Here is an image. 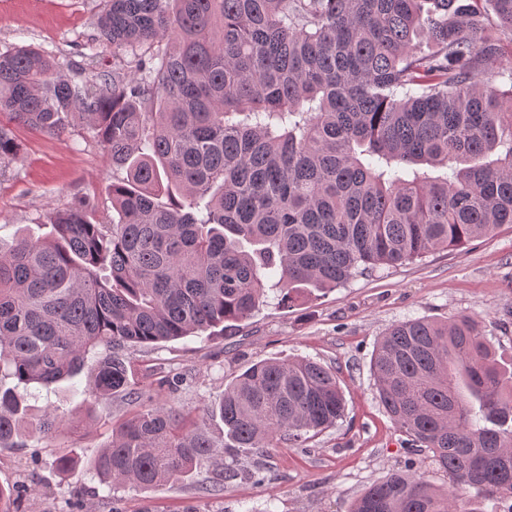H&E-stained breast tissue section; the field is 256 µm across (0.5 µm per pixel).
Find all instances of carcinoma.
Returning a JSON list of instances; mask_svg holds the SVG:
<instances>
[{"label":"carcinoma","mask_w":512,"mask_h":512,"mask_svg":"<svg viewBox=\"0 0 512 512\" xmlns=\"http://www.w3.org/2000/svg\"><path fill=\"white\" fill-rule=\"evenodd\" d=\"M99 29L130 72L77 82L43 51H0V115L51 136L82 122L126 173L112 223L83 197L47 214V237L0 248V376L48 387L88 366L96 400L141 401L93 468L150 489L190 476L212 441L133 388L125 346L231 330L273 278L288 301L512 224V85L496 84L512 0H108ZM160 39L169 49L141 52ZM19 153L0 123V160ZM371 371L448 486L411 461L348 512L512 499V369L474 320L394 324ZM25 412L0 388V449L22 437ZM210 412L237 448H304L346 400L322 364L269 358ZM59 424L47 414L34 431Z\"/></svg>","instance_id":"obj_1"}]
</instances>
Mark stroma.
I'll list each match as a JSON object with an SVG mask.
<instances>
[{"label": "stroma", "instance_id": "1", "mask_svg": "<svg viewBox=\"0 0 512 512\" xmlns=\"http://www.w3.org/2000/svg\"><path fill=\"white\" fill-rule=\"evenodd\" d=\"M105 0H0V50L32 45L50 52L64 74L97 82L124 71L127 55L99 38ZM21 155L0 162V246L50 230L46 214L90 195L99 220L112 218L109 188L121 172L90 130L78 124L55 137L16 127ZM468 316L485 327L498 359L512 360V224L459 249H440L415 262L359 276L325 293H294L283 304L269 293L248 319L217 336H186L127 348L136 389L192 412L210 436L211 460L176 485L141 490L108 487L89 463L112 441V428L140 405L124 395L94 401L93 378L82 371L50 388H33L27 417L61 420L52 439L26 435L21 448L0 450V485L22 494V512H347L370 483L415 459L437 486L448 483L426 454H414L384 412L374 388L371 355L392 324ZM307 357L335 372L346 416L312 439L308 451L281 444L261 455L230 447L217 405L231 378L251 363ZM75 449L80 465L62 475L59 452ZM261 467L263 482L243 477ZM238 476H229V468Z\"/></svg>", "mask_w": 512, "mask_h": 512}]
</instances>
